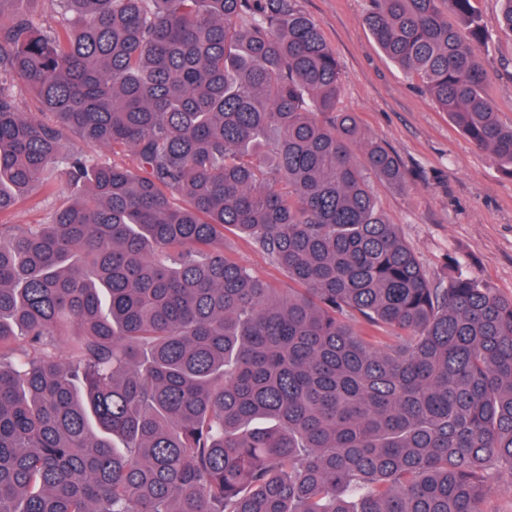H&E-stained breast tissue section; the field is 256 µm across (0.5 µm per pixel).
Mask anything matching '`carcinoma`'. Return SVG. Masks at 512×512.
I'll list each match as a JSON object with an SVG mask.
<instances>
[{
  "mask_svg": "<svg viewBox=\"0 0 512 512\" xmlns=\"http://www.w3.org/2000/svg\"><path fill=\"white\" fill-rule=\"evenodd\" d=\"M27 2L0 0V215L50 172L68 199L0 224V512H482L512 479V298L424 276L369 188L401 164L337 111L318 24L293 0H45L52 24ZM369 3L512 178L474 0ZM225 243L227 251L234 259L264 277L275 288H288V280L271 266L262 254L255 251L246 240L229 236Z\"/></svg>",
  "mask_w": 512,
  "mask_h": 512,
  "instance_id": "1",
  "label": "carcinoma"
}]
</instances>
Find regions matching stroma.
<instances>
[{"label":"stroma","instance_id":"stroma-1","mask_svg":"<svg viewBox=\"0 0 512 512\" xmlns=\"http://www.w3.org/2000/svg\"><path fill=\"white\" fill-rule=\"evenodd\" d=\"M314 19L342 70L339 107L356 113L366 138L380 141L404 165L409 186L371 176L374 197L421 269L434 283L461 267L501 297L512 298V178L475 148L422 89L380 49L363 23L367 0H294ZM491 35L486 88L498 119L512 124V36L499 28L500 0H476ZM232 257L274 287L287 279L239 237Z\"/></svg>","mask_w":512,"mask_h":512}]
</instances>
